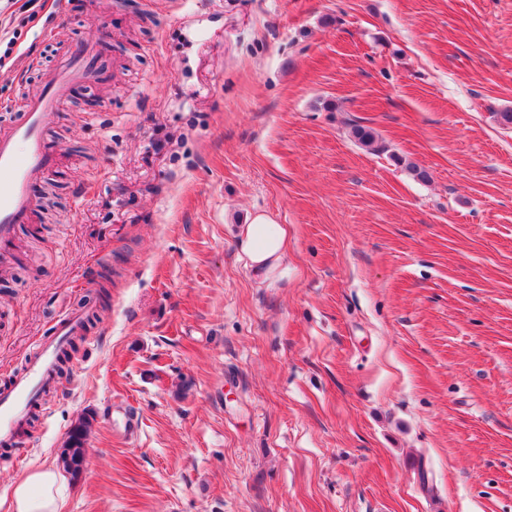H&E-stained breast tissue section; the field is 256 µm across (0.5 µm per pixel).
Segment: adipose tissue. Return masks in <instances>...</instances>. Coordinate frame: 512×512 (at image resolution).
<instances>
[{
  "mask_svg": "<svg viewBox=\"0 0 512 512\" xmlns=\"http://www.w3.org/2000/svg\"><path fill=\"white\" fill-rule=\"evenodd\" d=\"M239 245L259 282L274 280L288 254V229L268 216H253L240 228ZM60 473L52 467L33 470L19 478L10 499L0 502V512H62L58 495Z\"/></svg>",
  "mask_w": 512,
  "mask_h": 512,
  "instance_id": "1",
  "label": "adipose tissue"
}]
</instances>
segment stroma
Segmentation results:
<instances>
[{"label": "stroma", "instance_id": "stroma-1", "mask_svg": "<svg viewBox=\"0 0 512 512\" xmlns=\"http://www.w3.org/2000/svg\"><path fill=\"white\" fill-rule=\"evenodd\" d=\"M68 2L0 0V125L69 45L104 67L45 131L0 382L111 301L0 499L86 416L63 512H512V0ZM239 245L248 259L255 279L274 280L288 254V228L275 224L268 216L256 214L240 228Z\"/></svg>", "mask_w": 512, "mask_h": 512}]
</instances>
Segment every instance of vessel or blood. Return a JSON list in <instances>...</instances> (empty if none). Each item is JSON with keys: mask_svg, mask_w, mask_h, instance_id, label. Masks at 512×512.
Instances as JSON below:
<instances>
[{"mask_svg": "<svg viewBox=\"0 0 512 512\" xmlns=\"http://www.w3.org/2000/svg\"><path fill=\"white\" fill-rule=\"evenodd\" d=\"M99 71L91 42L72 46L55 71L26 99L22 119L0 127L1 271H8L12 265L8 246L16 226L29 222L35 212L32 184L56 164L44 129L62 104L67 87L75 81H95ZM82 330L79 314L66 315L22 372L0 384V446H18L29 409L41 391L55 385L53 366L58 348Z\"/></svg>", "mask_w": 512, "mask_h": 512, "instance_id": "1", "label": "vessel or blood"}]
</instances>
